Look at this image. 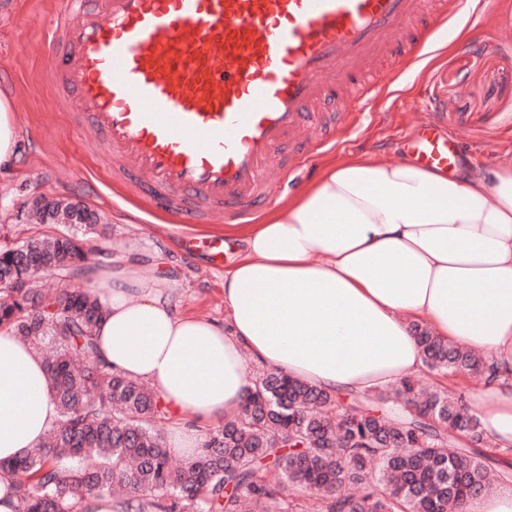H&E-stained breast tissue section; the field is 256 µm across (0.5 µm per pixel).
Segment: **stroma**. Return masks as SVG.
<instances>
[{
  "instance_id": "35a3bbf8",
  "label": "stroma",
  "mask_w": 512,
  "mask_h": 512,
  "mask_svg": "<svg viewBox=\"0 0 512 512\" xmlns=\"http://www.w3.org/2000/svg\"><path fill=\"white\" fill-rule=\"evenodd\" d=\"M59 0H0V87L10 94L21 121L13 171L0 175V236L18 243L43 232L37 201L80 202L95 213L99 227L86 246L99 262L130 258L157 264L174 281L182 312L223 319L224 273L243 251V242L224 238L223 223L192 224L193 244L177 237L178 217L113 178L102 146L82 138L70 113L52 108L50 61L56 50L48 23ZM475 13L496 15L493 24L459 21L478 41L447 35L433 38L422 60L373 93L369 109L346 110L339 144L313 156L304 173L274 189L273 199L291 195L334 163L361 153L396 158L400 136L433 113L448 115L449 126L467 128L459 144L464 165L484 168L512 161V0H477Z\"/></svg>"
}]
</instances>
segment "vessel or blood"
Segmentation results:
<instances>
[{
    "label": "vessel or blood",
    "mask_w": 512,
    "mask_h": 512,
    "mask_svg": "<svg viewBox=\"0 0 512 512\" xmlns=\"http://www.w3.org/2000/svg\"><path fill=\"white\" fill-rule=\"evenodd\" d=\"M457 0H60L53 41L55 110L74 113L130 183L190 224L235 221L335 147L320 116L337 85L400 68L427 45ZM441 123L415 128L404 154L450 173L458 141Z\"/></svg>",
    "instance_id": "vessel-or-blood-1"
}]
</instances>
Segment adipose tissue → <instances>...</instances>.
<instances>
[{
    "instance_id": "adipose-tissue-1",
    "label": "adipose tissue",
    "mask_w": 512,
    "mask_h": 512,
    "mask_svg": "<svg viewBox=\"0 0 512 512\" xmlns=\"http://www.w3.org/2000/svg\"><path fill=\"white\" fill-rule=\"evenodd\" d=\"M224 274L227 317L180 312L153 265L82 277L104 309L101 356L175 415L171 447L237 412L251 364L319 389L361 392L420 373L414 324L482 353L500 378L465 397L492 446L512 447V163L451 178L407 160L332 165L245 230ZM58 418L45 361L0 330V460L38 447Z\"/></svg>"
}]
</instances>
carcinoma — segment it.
Masks as SVG:
<instances>
[{
	"label": "carcinoma",
	"instance_id": "obj_1",
	"mask_svg": "<svg viewBox=\"0 0 512 512\" xmlns=\"http://www.w3.org/2000/svg\"><path fill=\"white\" fill-rule=\"evenodd\" d=\"M70 228L21 243L0 242V328L38 349L58 419L43 445L0 470L14 474L17 512H83L91 495L120 512H296L316 496L318 512H462L512 472V448L489 450L479 420L448 390L413 377L339 396L272 368L251 381L239 411L206 436L181 466L155 428L167 410L140 381L112 370L98 353L103 308L89 292L51 294L39 274L79 277L81 231L95 227L84 207L50 203ZM424 363L437 375L485 378L474 350L415 326Z\"/></svg>",
	"mask_w": 512,
	"mask_h": 512
}]
</instances>
